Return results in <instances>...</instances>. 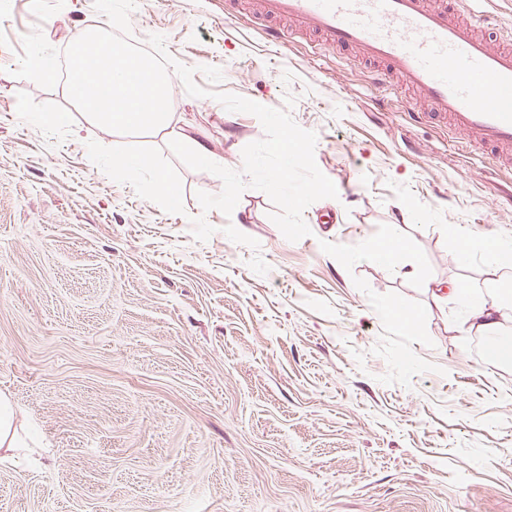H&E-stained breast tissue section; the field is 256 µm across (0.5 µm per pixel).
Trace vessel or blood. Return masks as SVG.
<instances>
[{
    "label": "vessel or blood",
    "instance_id": "b4317fda",
    "mask_svg": "<svg viewBox=\"0 0 512 512\" xmlns=\"http://www.w3.org/2000/svg\"><path fill=\"white\" fill-rule=\"evenodd\" d=\"M486 0H260L251 21L263 39L287 45L298 34L355 50L371 82L399 79L414 92L405 108L438 121L466 146L495 150L512 165V37L484 33Z\"/></svg>",
    "mask_w": 512,
    "mask_h": 512
}]
</instances>
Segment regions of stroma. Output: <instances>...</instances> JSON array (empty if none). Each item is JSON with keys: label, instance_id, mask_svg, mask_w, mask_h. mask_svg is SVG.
I'll use <instances>...</instances> for the list:
<instances>
[{"label": "stroma", "instance_id": "35a3bbf8", "mask_svg": "<svg viewBox=\"0 0 512 512\" xmlns=\"http://www.w3.org/2000/svg\"><path fill=\"white\" fill-rule=\"evenodd\" d=\"M255 2L228 20L224 0H137L131 35L316 133L338 196L296 242L263 191L202 210L223 183L167 140L108 133L65 83L15 77L25 34L62 51L107 28L93 0H0V394L35 441L0 459V512H512V364L432 291L456 282L512 316L506 268L458 263L455 236L512 241V175L414 123L354 51L264 45ZM172 98L225 167L264 136L182 81ZM135 154L154 173L114 163Z\"/></svg>", "mask_w": 512, "mask_h": 512}]
</instances>
